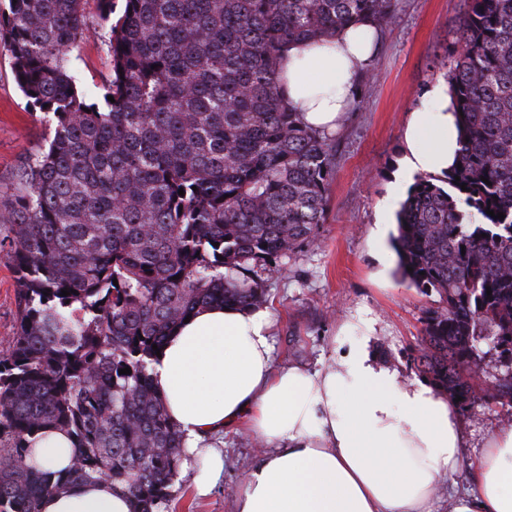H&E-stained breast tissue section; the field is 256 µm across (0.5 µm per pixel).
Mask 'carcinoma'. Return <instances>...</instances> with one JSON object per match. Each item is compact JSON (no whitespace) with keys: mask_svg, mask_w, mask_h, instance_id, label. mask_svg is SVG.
<instances>
[{"mask_svg":"<svg viewBox=\"0 0 512 512\" xmlns=\"http://www.w3.org/2000/svg\"><path fill=\"white\" fill-rule=\"evenodd\" d=\"M90 3L110 25L100 102L71 67ZM112 11L113 0L0 10V48L49 122L0 215L19 280L16 336L0 357V512H38L78 481L163 512L184 441L155 391L152 345L199 308L263 304V275L315 245L325 221L335 137L285 103L281 49L360 18L380 27L396 0H125L113 25ZM457 42L461 167L416 177L391 244L401 280L439 297L414 366L466 410L478 342L497 337L512 361V0H464ZM484 399L512 408V374ZM48 427L76 450L61 473L34 464Z\"/></svg>","mask_w":512,"mask_h":512,"instance_id":"cac0c4a2","label":"carcinoma"}]
</instances>
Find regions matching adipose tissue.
<instances>
[{
  "instance_id": "obj_1",
  "label": "adipose tissue",
  "mask_w": 512,
  "mask_h": 512,
  "mask_svg": "<svg viewBox=\"0 0 512 512\" xmlns=\"http://www.w3.org/2000/svg\"><path fill=\"white\" fill-rule=\"evenodd\" d=\"M375 24L353 22L316 42L287 44L278 73L282 95L308 126L333 132L354 101L358 71L374 55ZM432 109H415L404 129L402 171L442 174L460 148L447 87ZM270 305L193 312L169 334L152 363L154 386L185 454L199 462V493L224 474L215 435L247 425L265 448L245 476L235 512H430L442 476L465 472L470 489L448 512H512V427L492 434L474 467L463 468L454 401L401 379L367 347L311 371L281 366L273 353ZM75 450L61 431L37 443L39 469L67 468ZM40 512H133L129 495L107 482L77 483L45 497Z\"/></svg>"
}]
</instances>
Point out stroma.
<instances>
[{"label":"stroma","mask_w":512,"mask_h":512,"mask_svg":"<svg viewBox=\"0 0 512 512\" xmlns=\"http://www.w3.org/2000/svg\"><path fill=\"white\" fill-rule=\"evenodd\" d=\"M463 0H397L394 18L382 27L362 91L336 134V175L317 246L302 248L266 278L275 312L273 345L281 365L322 368L332 352L368 343L383 364L415 378L411 357L421 336L422 316L434 300L402 282L390 238L395 213L410 186L401 172L403 130L409 112L429 103V93L447 82L453 65ZM90 33L73 52L78 85L99 93L111 73L107 28L88 10ZM48 122L32 110L0 52V210H7L25 159L45 144ZM12 233L0 224V354L16 332L17 274ZM464 465L479 460L498 429L512 425L500 406L476 402L461 412ZM224 451V477L209 495L197 496L193 469L181 470L167 512H234V493L263 452L246 431L214 436Z\"/></svg>","instance_id":"stroma-1"}]
</instances>
